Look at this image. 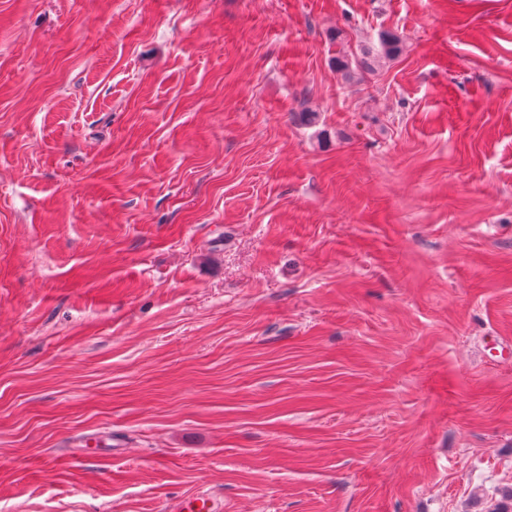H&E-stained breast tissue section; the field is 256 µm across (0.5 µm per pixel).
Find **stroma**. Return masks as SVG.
Wrapping results in <instances>:
<instances>
[{
	"label": "stroma",
	"mask_w": 512,
	"mask_h": 512,
	"mask_svg": "<svg viewBox=\"0 0 512 512\" xmlns=\"http://www.w3.org/2000/svg\"><path fill=\"white\" fill-rule=\"evenodd\" d=\"M494 339L512 0H0V512H489ZM217 500L210 494L201 493L196 496L178 500L170 505L171 512H221Z\"/></svg>",
	"instance_id": "stroma-1"
}]
</instances>
